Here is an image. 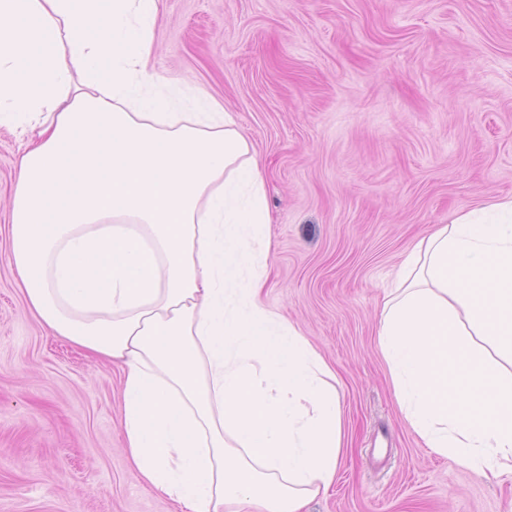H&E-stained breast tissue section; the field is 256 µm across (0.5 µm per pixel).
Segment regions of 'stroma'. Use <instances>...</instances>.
<instances>
[{
  "label": "stroma",
  "instance_id": "obj_1",
  "mask_svg": "<svg viewBox=\"0 0 512 512\" xmlns=\"http://www.w3.org/2000/svg\"><path fill=\"white\" fill-rule=\"evenodd\" d=\"M148 67L204 88L252 145L264 302L336 374V480L305 512H512V482L423 448L376 336L412 244L512 195V0H160ZM26 147L0 126V512H174L131 472L119 368L28 308L9 220Z\"/></svg>",
  "mask_w": 512,
  "mask_h": 512
}]
</instances>
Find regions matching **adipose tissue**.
<instances>
[{
  "mask_svg": "<svg viewBox=\"0 0 512 512\" xmlns=\"http://www.w3.org/2000/svg\"><path fill=\"white\" fill-rule=\"evenodd\" d=\"M159 0H0L27 135L11 262L54 335L121 366L133 472L179 512H302L336 476V374L262 299L265 177L205 90L149 72ZM377 341L431 453L512 474V196L407 253Z\"/></svg>",
  "mask_w": 512,
  "mask_h": 512,
  "instance_id": "obj_1",
  "label": "adipose tissue"
}]
</instances>
